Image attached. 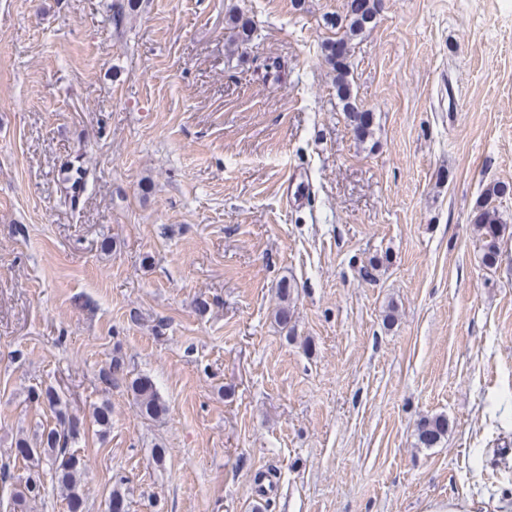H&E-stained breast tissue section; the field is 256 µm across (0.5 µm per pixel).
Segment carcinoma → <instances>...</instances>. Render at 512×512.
<instances>
[{
    "label": "carcinoma",
    "instance_id": "carcinoma-1",
    "mask_svg": "<svg viewBox=\"0 0 512 512\" xmlns=\"http://www.w3.org/2000/svg\"><path fill=\"white\" fill-rule=\"evenodd\" d=\"M379 6L380 0H347L345 12L331 22V26L337 28L336 40L326 47V62L336 72L337 97L343 103V111L346 112L353 133L358 139L370 134L372 115L359 109L352 95L348 80L350 45L374 20ZM228 24L233 33V41L238 45L245 46L253 41L256 28L250 20L231 13L228 15ZM67 180L72 182L74 192L66 195L64 202L73 205L76 202L75 190L85 181V170L80 161L70 165ZM474 224L482 243L483 262L491 267L499 256L506 225L499 223L495 210L486 205L478 210ZM292 288L293 285L286 280H281L276 285L281 305L275 312V321L284 328L288 327L290 321L288 299ZM122 377L124 363L115 358L108 370L100 374V382L110 388ZM127 389L142 416L159 419L166 414L165 402L148 377L138 376L131 379ZM29 400L53 409L57 424L43 430L34 439L21 437L15 442L11 456L14 460L28 465V474L11 483L10 499L15 508L23 510L30 502L42 497L45 488L40 480L38 467L45 461L51 466L52 478L65 496L68 512H84L85 502L79 482L85 472L86 461L79 453L70 449V445L79 435L80 421L62 407V400L52 387L40 391L30 390ZM447 431L448 420L444 416L426 417L418 423V441L424 447L430 448L440 442Z\"/></svg>",
    "mask_w": 512,
    "mask_h": 512
}]
</instances>
